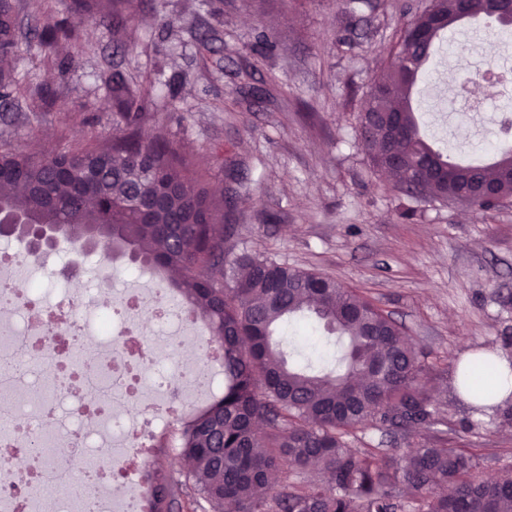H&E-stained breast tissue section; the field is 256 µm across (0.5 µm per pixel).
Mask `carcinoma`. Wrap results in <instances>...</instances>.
I'll return each instance as SVG.
<instances>
[{
  "instance_id": "cac0c4a2",
  "label": "carcinoma",
  "mask_w": 512,
  "mask_h": 512,
  "mask_svg": "<svg viewBox=\"0 0 512 512\" xmlns=\"http://www.w3.org/2000/svg\"><path fill=\"white\" fill-rule=\"evenodd\" d=\"M457 0H430L400 33L395 58L367 92L361 143L373 169L404 186L432 172L421 196L442 198L481 177L512 196V146L490 166L457 163L434 150L420 131L410 94L435 41L415 44L414 31L449 29ZM20 29L14 0H0V53L14 51ZM77 41L73 28L46 17L41 45ZM24 90L0 70V98ZM112 107L121 128L53 155L0 148V210L32 224H61L80 253L90 243L104 256L130 253L157 270L222 348L224 387L204 407L177 422L176 451L192 468L175 477L158 457L148 466L154 512H174L191 492L210 512H512V474L476 475L473 457L431 443L402 456L381 448L351 451L345 437L366 420L386 432L433 417L420 384L425 367L402 329L355 291L322 274L266 256L224 248V199L205 174L166 139H146L153 115L120 77ZM291 319L313 320L336 334V368L290 363L279 339ZM497 361L472 360L459 374L467 392L495 395ZM319 463L332 485H275L269 475L286 464ZM408 484L412 504L400 495Z\"/></svg>"
}]
</instances>
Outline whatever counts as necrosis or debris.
<instances>
[{"label":"necrosis or debris","instance_id":"1","mask_svg":"<svg viewBox=\"0 0 512 512\" xmlns=\"http://www.w3.org/2000/svg\"><path fill=\"white\" fill-rule=\"evenodd\" d=\"M452 106L463 120L494 108L496 140L512 137V107L474 96L469 82H456ZM59 272L0 243V512H41L33 489L46 483L70 491L56 512H152L138 475L188 395L222 385L205 366L213 351L196 362L197 330L179 303L154 294L105 309L87 262L80 299ZM116 485L126 492L110 497Z\"/></svg>","mask_w":512,"mask_h":512}]
</instances>
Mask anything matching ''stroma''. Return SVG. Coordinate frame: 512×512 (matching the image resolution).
Instances as JSON below:
<instances>
[{
    "mask_svg": "<svg viewBox=\"0 0 512 512\" xmlns=\"http://www.w3.org/2000/svg\"><path fill=\"white\" fill-rule=\"evenodd\" d=\"M126 19L106 5L77 24L71 0H16L23 30L5 66L28 92L0 107V145L54 154L112 134V75L123 73L162 134L210 180L224 209L225 245L331 277L402 325L425 355L434 419L409 431L360 425L349 448L390 454L435 441L474 457L481 477L512 470V426L456 389L476 353L512 361V202L480 209L418 201L373 170L360 141L365 93L400 31L428 0H131ZM76 26L79 46L45 54L44 14ZM467 20L438 39L412 103L422 130L455 160L492 162L490 119L464 136L437 135L439 99L462 65H479L506 33ZM468 42L472 54L454 53ZM104 293L163 289L154 269L93 255ZM292 359L332 366L336 337L289 323Z\"/></svg>",
    "mask_w": 512,
    "mask_h": 512,
    "instance_id": "stroma-1",
    "label": "stroma"
}]
</instances>
